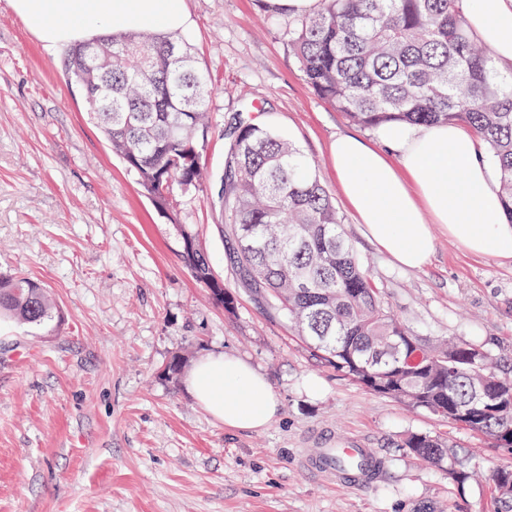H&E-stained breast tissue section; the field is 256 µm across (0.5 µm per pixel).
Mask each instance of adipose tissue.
Returning <instances> with one entry per match:
<instances>
[{
  "label": "adipose tissue",
  "instance_id": "adipose-tissue-1",
  "mask_svg": "<svg viewBox=\"0 0 512 512\" xmlns=\"http://www.w3.org/2000/svg\"><path fill=\"white\" fill-rule=\"evenodd\" d=\"M27 29L53 55L90 34L136 24L185 31L194 20L185 0H11ZM467 31L500 63H512V0H461ZM330 155L336 183L358 223L401 267L418 269L441 226L465 251L512 256L495 164L474 132L458 124L380 126L373 140L340 134ZM195 399L225 428L268 426L280 402L265 377L230 355H209L188 372Z\"/></svg>",
  "mask_w": 512,
  "mask_h": 512
}]
</instances>
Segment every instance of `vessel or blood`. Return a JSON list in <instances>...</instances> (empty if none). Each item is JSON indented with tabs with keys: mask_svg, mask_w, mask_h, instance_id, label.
Listing matches in <instances>:
<instances>
[{
	"mask_svg": "<svg viewBox=\"0 0 512 512\" xmlns=\"http://www.w3.org/2000/svg\"><path fill=\"white\" fill-rule=\"evenodd\" d=\"M306 464L312 471L330 475L346 486H359L380 472L376 456L365 448H321L310 453Z\"/></svg>",
	"mask_w": 512,
	"mask_h": 512,
	"instance_id": "1",
	"label": "vessel or blood"
}]
</instances>
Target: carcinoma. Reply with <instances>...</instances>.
<instances>
[{
    "mask_svg": "<svg viewBox=\"0 0 512 512\" xmlns=\"http://www.w3.org/2000/svg\"><path fill=\"white\" fill-rule=\"evenodd\" d=\"M460 0H323L290 30L312 91L368 129L391 122L463 124L499 173L512 223V66L466 30ZM68 79L91 85L88 115L112 153L164 207L178 186L199 188L214 95L206 68L176 34L121 27L75 45ZM223 236L235 244L246 287L288 317L328 365L365 388L460 424L494 448H512V376L487 351L430 342L397 322L345 237L332 196L293 142L239 122L224 158ZM192 277L216 278L203 251H183ZM59 311L46 288L0 275V320L31 329ZM402 447L433 464L444 441L411 434ZM512 512V468L494 475Z\"/></svg>",
    "mask_w": 512,
    "mask_h": 512,
    "instance_id": "obj_1",
    "label": "carcinoma"
}]
</instances>
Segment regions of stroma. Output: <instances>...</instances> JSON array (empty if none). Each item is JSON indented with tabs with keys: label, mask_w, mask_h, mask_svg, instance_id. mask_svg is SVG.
Here are the masks:
<instances>
[{
	"label": "stroma",
	"mask_w": 512,
	"mask_h": 512,
	"mask_svg": "<svg viewBox=\"0 0 512 512\" xmlns=\"http://www.w3.org/2000/svg\"><path fill=\"white\" fill-rule=\"evenodd\" d=\"M183 39L215 94L207 179L159 209L113 154L65 73L0 0V274L47 288V330L0 323V512H498L492 475L512 452L450 420L370 391L326 364L287 318L245 288L218 229L224 153L237 121L300 147L336 191L329 145L373 137L305 84L288 41L296 16L267 0H186ZM343 231L392 313L416 335L456 338L512 366V259L466 254L442 232L418 270L396 267L343 199ZM189 227L234 297L212 299L183 258ZM231 353L280 401L256 432L225 429L185 384L208 354ZM317 377L320 395L304 383ZM441 438L479 471L458 485L447 465L401 443ZM369 448L384 466L346 487L305 468L314 448Z\"/></svg>",
	"instance_id": "stroma-1"
}]
</instances>
